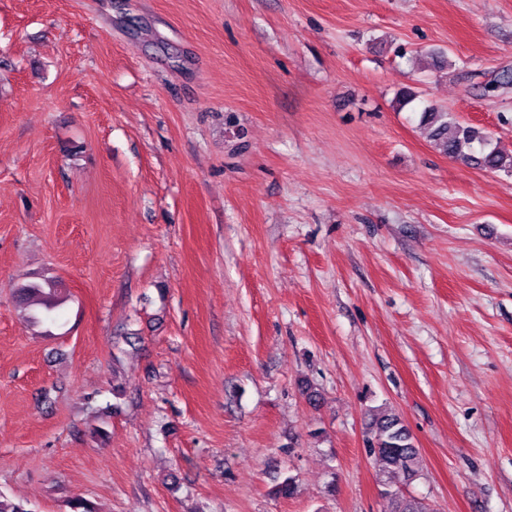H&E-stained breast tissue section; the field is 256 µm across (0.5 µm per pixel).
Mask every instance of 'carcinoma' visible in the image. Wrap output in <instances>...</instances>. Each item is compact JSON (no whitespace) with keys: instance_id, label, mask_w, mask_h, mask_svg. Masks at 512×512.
<instances>
[{"instance_id":"carcinoma-1","label":"carcinoma","mask_w":512,"mask_h":512,"mask_svg":"<svg viewBox=\"0 0 512 512\" xmlns=\"http://www.w3.org/2000/svg\"><path fill=\"white\" fill-rule=\"evenodd\" d=\"M420 125L429 129L431 140L443 154L486 171L512 172V155L503 153L480 128L457 121L447 110L425 106ZM20 294L28 306H41L45 318L54 319L52 312L60 301L51 281L24 285ZM365 442L376 461L382 495L388 498L391 512H433L424 500L403 493V487L419 476L421 459L400 416L374 410Z\"/></svg>"}]
</instances>
